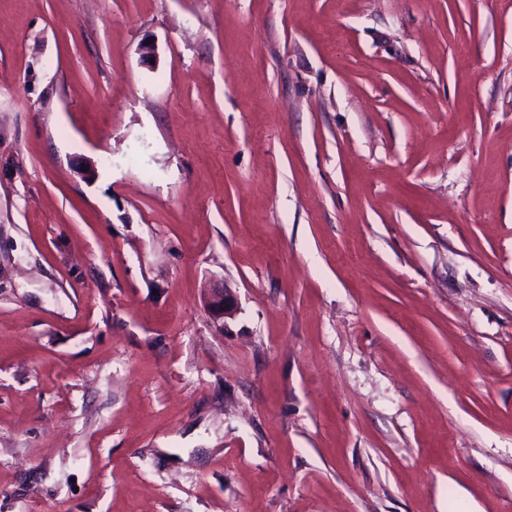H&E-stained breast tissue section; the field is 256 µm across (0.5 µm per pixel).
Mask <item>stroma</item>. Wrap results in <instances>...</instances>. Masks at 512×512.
Here are the masks:
<instances>
[{
  "mask_svg": "<svg viewBox=\"0 0 512 512\" xmlns=\"http://www.w3.org/2000/svg\"><path fill=\"white\" fill-rule=\"evenodd\" d=\"M0 512H512V0H0ZM208 305L216 319H224L237 309V296L232 288L214 290L209 295Z\"/></svg>",
  "mask_w": 512,
  "mask_h": 512,
  "instance_id": "obj_1",
  "label": "stroma"
}]
</instances>
